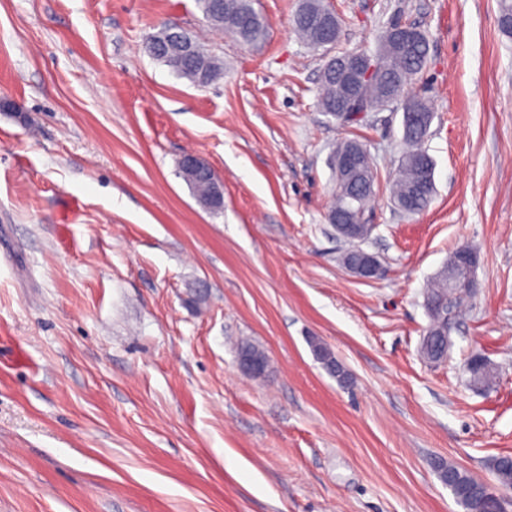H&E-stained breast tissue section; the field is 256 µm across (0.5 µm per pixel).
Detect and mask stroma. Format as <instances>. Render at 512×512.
I'll list each match as a JSON object with an SVG mask.
<instances>
[{
    "label": "stroma",
    "instance_id": "stroma-1",
    "mask_svg": "<svg viewBox=\"0 0 512 512\" xmlns=\"http://www.w3.org/2000/svg\"><path fill=\"white\" fill-rule=\"evenodd\" d=\"M337 50L385 26L425 32L411 88L433 112L427 210L385 183L402 109L320 111L323 52L300 0H254L261 47L207 26L196 0H0V512H463L435 465L492 481L512 455V37L499 0H332ZM172 27L224 63L200 87L145 50ZM359 139L379 185L351 275L327 219L331 157ZM187 152L224 184L204 209ZM480 285L447 361L419 353L423 292L457 246ZM325 343L350 376L318 362ZM247 340L266 377L235 368ZM498 369L467 382L470 357ZM323 0H303L294 16V26L301 38L314 50H321L317 46L319 40L315 32V25L318 18L328 12L331 18H339L334 9L328 7ZM343 264L355 277L362 280L376 279L383 271L379 259L361 248L347 253L343 258ZM466 373L470 385L484 390L491 389L497 380L496 368L485 358L475 363L471 359L467 363Z\"/></svg>",
    "mask_w": 512,
    "mask_h": 512
}]
</instances>
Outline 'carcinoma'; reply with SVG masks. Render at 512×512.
Segmentation results:
<instances>
[{
	"mask_svg": "<svg viewBox=\"0 0 512 512\" xmlns=\"http://www.w3.org/2000/svg\"><path fill=\"white\" fill-rule=\"evenodd\" d=\"M205 21L208 25L232 40L243 44H257L265 35L266 23L254 9L253 0H197ZM336 16L333 8L324 0H302L294 16V26L301 38L313 48L318 49V35L315 25L323 13ZM499 23L501 30L512 35V0H500ZM160 45L156 46L153 58L168 66L180 77L188 78L201 86L216 80L223 72L220 61L207 52L195 38L190 42L195 49V57L189 61L179 60L177 56L164 51L161 44L172 39L174 33L170 29H162L155 34ZM428 39L406 51L393 48L390 43L389 31H384L377 52L379 70L372 83L364 85L360 90L359 99L374 105V111H384L397 104L399 100L392 98V91L409 92V86L421 77L427 65ZM319 105L326 113L337 112L341 108L336 94V78L321 76ZM429 127L422 122L404 123V150L399 162L397 176L390 188L391 199L401 203L400 211L408 215H417L430 205L434 194V173L431 157L423 153V145L427 139ZM336 171V193L330 213L336 215L347 210H367L375 193L374 188L366 192L351 193L345 186L344 175ZM468 294L456 288L448 287V280L435 274L425 293V306L432 311V318L420 345L422 356L436 363L448 354L451 341L448 335V320L460 312V306ZM324 366L336 376H342L340 364L331 349L323 344L316 350ZM466 373L470 385L488 390L497 380L496 368L487 359L467 363ZM490 467L495 475V485L505 489L512 488V467L502 464L501 457L491 460ZM442 481L448 483L456 501L464 512H472L476 495L483 490L486 483L458 469L445 461L436 465Z\"/></svg>",
	"mask_w": 512,
	"mask_h": 512,
	"instance_id": "obj_1",
	"label": "carcinoma"
}]
</instances>
